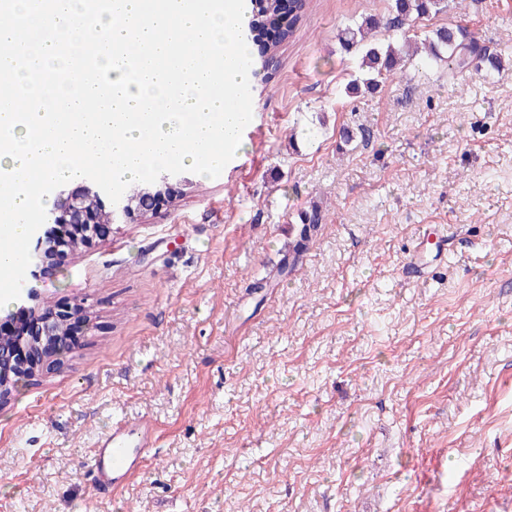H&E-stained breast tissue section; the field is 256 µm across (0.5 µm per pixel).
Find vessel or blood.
<instances>
[{
	"label": "vessel or blood",
	"instance_id": "vessel-or-blood-1",
	"mask_svg": "<svg viewBox=\"0 0 512 512\" xmlns=\"http://www.w3.org/2000/svg\"><path fill=\"white\" fill-rule=\"evenodd\" d=\"M157 438L149 422L119 419L92 445L94 471L111 475L113 486H120L139 471Z\"/></svg>",
	"mask_w": 512,
	"mask_h": 512
}]
</instances>
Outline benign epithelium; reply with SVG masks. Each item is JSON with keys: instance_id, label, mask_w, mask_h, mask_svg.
Listing matches in <instances>:
<instances>
[{"instance_id": "7a95c632", "label": "benign epithelium", "mask_w": 512, "mask_h": 512, "mask_svg": "<svg viewBox=\"0 0 512 512\" xmlns=\"http://www.w3.org/2000/svg\"><path fill=\"white\" fill-rule=\"evenodd\" d=\"M163 180L162 187L151 190L136 204L125 198L114 204L101 189L86 181L60 191L46 221L34 234L30 279L40 281L56 273L62 259L74 251L71 237H84L87 247L109 234L112 222L100 221L101 215L114 216L120 223L136 224L168 205L189 183L185 177L165 176ZM23 293L18 309L28 313L34 326L8 344L0 341V404L7 402L22 383L52 370L67 353L63 337L68 335L69 325L75 320L84 323L88 317L86 307L80 303L60 308L39 307L38 291L27 283Z\"/></svg>"}]
</instances>
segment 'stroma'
Listing matches in <instances>:
<instances>
[{
	"label": "stroma",
	"instance_id": "obj_1",
	"mask_svg": "<svg viewBox=\"0 0 512 512\" xmlns=\"http://www.w3.org/2000/svg\"><path fill=\"white\" fill-rule=\"evenodd\" d=\"M307 3L275 70L253 63L220 176L39 282L93 327L0 406V512H512V0L412 29L465 28L503 74L415 57L353 96L339 32L393 0ZM427 224L448 240L419 281ZM121 418L156 446L89 499L91 445ZM323 215L321 211L317 208L311 210L310 213H305L301 219V227L299 229V240L295 246H297L296 252H299V249L302 248L307 241L312 239L320 224H322Z\"/></svg>",
	"mask_w": 512,
	"mask_h": 512
}]
</instances>
